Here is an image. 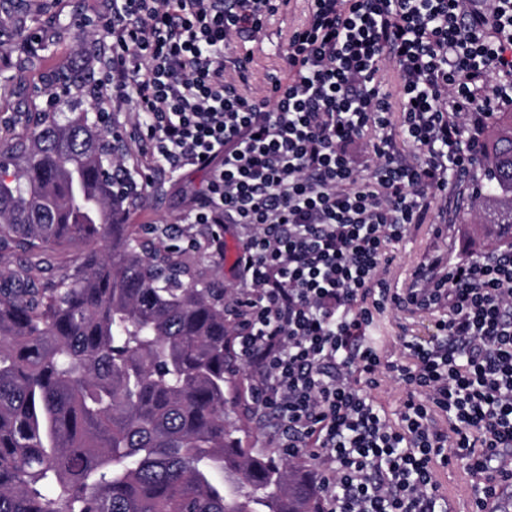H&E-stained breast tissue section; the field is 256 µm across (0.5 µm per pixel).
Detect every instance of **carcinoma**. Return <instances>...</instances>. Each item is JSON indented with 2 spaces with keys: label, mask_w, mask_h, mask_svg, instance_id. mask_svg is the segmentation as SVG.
Listing matches in <instances>:
<instances>
[{
  "label": "carcinoma",
  "mask_w": 512,
  "mask_h": 512,
  "mask_svg": "<svg viewBox=\"0 0 512 512\" xmlns=\"http://www.w3.org/2000/svg\"><path fill=\"white\" fill-rule=\"evenodd\" d=\"M0 117V512H320L304 468L253 447L224 406L243 394L227 289L128 223V153L77 105ZM477 231L512 246V112L483 133Z\"/></svg>",
  "instance_id": "cac0c4a2"
}]
</instances>
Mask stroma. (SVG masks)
Returning a JSON list of instances; mask_svg holds the SVG:
<instances>
[{
	"mask_svg": "<svg viewBox=\"0 0 512 512\" xmlns=\"http://www.w3.org/2000/svg\"><path fill=\"white\" fill-rule=\"evenodd\" d=\"M95 5L96 0H54L49 6L44 5L43 0H28L33 29L50 42L48 67L85 65L89 52L95 47L96 35L91 29L79 27L77 21ZM307 11L306 0H296L290 14L273 17L265 30L259 33L251 65V91L258 93L264 90L267 73L275 68L291 31L305 20ZM208 178L207 171L184 169L176 183L153 192L146 199L143 207L132 214L131 223H180ZM451 207L454 227L450 233L437 238L430 225L415 224L399 242L392 244L393 262L387 275L391 287H407L418 264L433 250L439 249L450 257L470 260L481 259L490 251V243L472 232L470 204L455 201ZM188 258L206 274L217 275L225 287L240 291L242 284L231 270L235 259L234 238H227L224 257L212 255L207 244L203 243L189 252ZM434 334L431 315L387 310L376 317L372 341L382 356L395 359L403 352V338L428 340ZM437 480L448 500L449 512H471L474 488L463 467L438 470Z\"/></svg>",
	"mask_w": 512,
	"mask_h": 512,
	"instance_id": "stroma-1",
	"label": "stroma"
}]
</instances>
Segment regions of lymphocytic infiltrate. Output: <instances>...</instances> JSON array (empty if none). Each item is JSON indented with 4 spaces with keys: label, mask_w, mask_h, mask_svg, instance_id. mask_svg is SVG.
Segmentation results:
<instances>
[{
    "label": "lymphocytic infiltrate",
    "mask_w": 512,
    "mask_h": 512,
    "mask_svg": "<svg viewBox=\"0 0 512 512\" xmlns=\"http://www.w3.org/2000/svg\"><path fill=\"white\" fill-rule=\"evenodd\" d=\"M291 0H106L78 24L109 54L96 79L141 121L139 189L188 167L210 177L190 215L233 263L232 314L251 404L312 461L323 512H447L437 467L464 464L485 512L512 483V251L431 254L391 290L388 245L426 223L477 164L493 113L512 110V0H309L261 94L244 90L252 42ZM394 65L400 90L380 78ZM413 144L421 160L408 163ZM442 310L407 361L369 339L382 309ZM406 391L390 425L368 392ZM447 430L429 425L431 409Z\"/></svg>",
    "instance_id": "f902f5d3"
}]
</instances>
